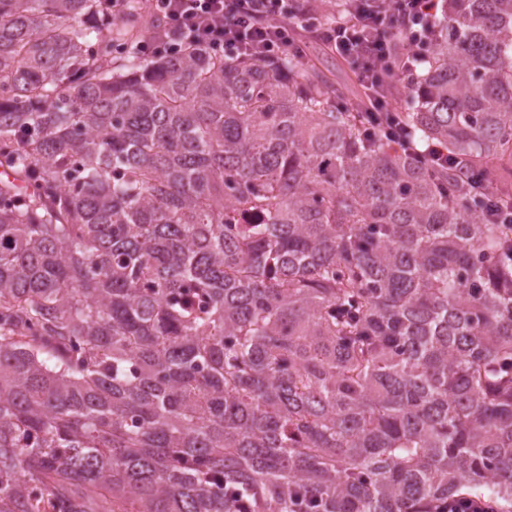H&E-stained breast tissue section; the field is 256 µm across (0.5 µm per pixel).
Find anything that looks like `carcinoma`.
<instances>
[{"mask_svg":"<svg viewBox=\"0 0 512 512\" xmlns=\"http://www.w3.org/2000/svg\"><path fill=\"white\" fill-rule=\"evenodd\" d=\"M371 126L293 54L0 0V512H512V0ZM498 508L491 501L480 497H466L448 500V512H497Z\"/></svg>","mask_w":512,"mask_h":512,"instance_id":"cac0c4a2","label":"carcinoma"}]
</instances>
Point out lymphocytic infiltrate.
<instances>
[{
  "instance_id": "f902f5d3",
  "label": "lymphocytic infiltrate",
  "mask_w": 512,
  "mask_h": 512,
  "mask_svg": "<svg viewBox=\"0 0 512 512\" xmlns=\"http://www.w3.org/2000/svg\"><path fill=\"white\" fill-rule=\"evenodd\" d=\"M164 14L168 33L138 45L144 58L195 42L229 60L271 61L291 53L308 58L322 47L351 66L368 113H383L390 137L399 123L392 103L402 81L428 52L439 0H355L348 16L319 24V0H148Z\"/></svg>"
}]
</instances>
